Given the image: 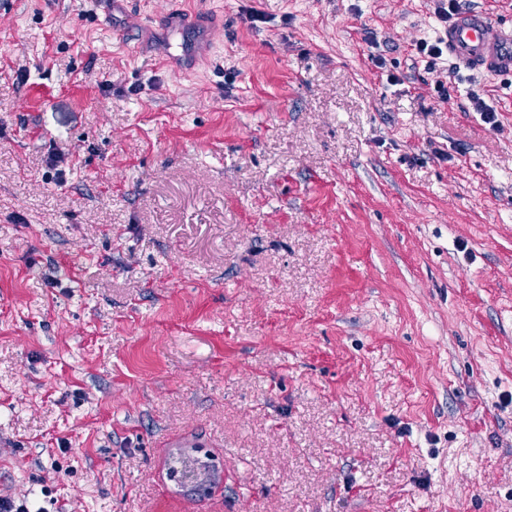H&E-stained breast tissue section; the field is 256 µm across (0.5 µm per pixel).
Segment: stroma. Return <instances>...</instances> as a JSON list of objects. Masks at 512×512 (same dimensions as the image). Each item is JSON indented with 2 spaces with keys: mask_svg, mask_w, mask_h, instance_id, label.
<instances>
[{
  "mask_svg": "<svg viewBox=\"0 0 512 512\" xmlns=\"http://www.w3.org/2000/svg\"><path fill=\"white\" fill-rule=\"evenodd\" d=\"M435 8L0 6L1 491L512 512V78L425 68Z\"/></svg>",
  "mask_w": 512,
  "mask_h": 512,
  "instance_id": "obj_1",
  "label": "stroma"
}]
</instances>
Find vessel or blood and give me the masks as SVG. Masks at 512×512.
Wrapping results in <instances>:
<instances>
[{
  "instance_id": "obj_1",
  "label": "vessel or blood",
  "mask_w": 512,
  "mask_h": 512,
  "mask_svg": "<svg viewBox=\"0 0 512 512\" xmlns=\"http://www.w3.org/2000/svg\"><path fill=\"white\" fill-rule=\"evenodd\" d=\"M448 57L459 67L512 76V28L482 11H459L443 36Z\"/></svg>"
}]
</instances>
